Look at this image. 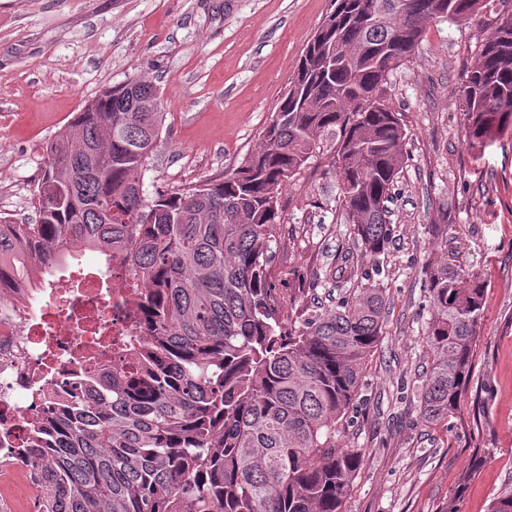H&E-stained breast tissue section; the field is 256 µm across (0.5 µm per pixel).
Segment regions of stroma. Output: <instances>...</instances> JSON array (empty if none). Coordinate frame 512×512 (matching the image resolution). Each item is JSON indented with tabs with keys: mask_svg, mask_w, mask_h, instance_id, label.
<instances>
[{
	"mask_svg": "<svg viewBox=\"0 0 512 512\" xmlns=\"http://www.w3.org/2000/svg\"><path fill=\"white\" fill-rule=\"evenodd\" d=\"M467 22L426 23L384 99L405 129L407 159L389 205L393 239L379 262L384 333L363 367L336 445L362 456L345 512H488L512 487V131L477 152L456 107L475 44L512 0ZM329 0H0V214L36 217L45 147L106 87L149 77L166 120L141 178L147 194L236 169L259 143ZM333 151L311 158L280 197L270 276L328 311L349 290L357 252L339 200ZM486 288L474 368L459 411L424 419L432 309L425 271L441 253Z\"/></svg>",
	"mask_w": 512,
	"mask_h": 512,
	"instance_id": "obj_1",
	"label": "stroma"
}]
</instances>
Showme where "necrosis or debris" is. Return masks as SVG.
<instances>
[{
  "mask_svg": "<svg viewBox=\"0 0 512 512\" xmlns=\"http://www.w3.org/2000/svg\"><path fill=\"white\" fill-rule=\"evenodd\" d=\"M128 294L118 268L60 274L33 294L0 290V512H36L41 484L17 448L45 399L65 397L73 372L98 374L86 355L107 347L120 356L138 320Z\"/></svg>",
  "mask_w": 512,
  "mask_h": 512,
  "instance_id": "1",
  "label": "necrosis or debris"
}]
</instances>
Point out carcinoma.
Returning a JSON list of instances; mask_svg holds the SVG:
<instances>
[{"label":"carcinoma","mask_w":512,"mask_h":512,"mask_svg":"<svg viewBox=\"0 0 512 512\" xmlns=\"http://www.w3.org/2000/svg\"><path fill=\"white\" fill-rule=\"evenodd\" d=\"M484 0H331L262 132L233 172L189 189L143 190L165 121L157 85L102 91L46 146L38 218L0 216V282L39 291L85 251L124 268L144 335L113 364L107 401L73 388L50 402L22 459L38 466L39 512H344L361 466L336 447L366 358L383 335L378 257L406 149L382 100L424 24L472 19ZM458 90L469 147L512 130V13L476 45ZM324 146L373 273L323 313L281 301L271 244L286 184ZM431 363L425 420L455 414L472 372L485 283L443 257L426 271ZM137 369L128 375L127 364Z\"/></svg>","instance_id":"1"}]
</instances>
